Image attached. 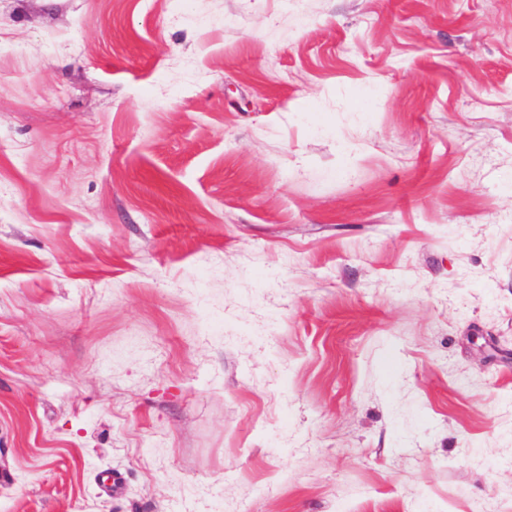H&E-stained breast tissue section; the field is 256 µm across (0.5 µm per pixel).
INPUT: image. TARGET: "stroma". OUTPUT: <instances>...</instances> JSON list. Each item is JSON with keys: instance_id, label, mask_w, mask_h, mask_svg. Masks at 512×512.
<instances>
[{"instance_id": "35a3bbf8", "label": "stroma", "mask_w": 512, "mask_h": 512, "mask_svg": "<svg viewBox=\"0 0 512 512\" xmlns=\"http://www.w3.org/2000/svg\"><path fill=\"white\" fill-rule=\"evenodd\" d=\"M0 512H512V0H0Z\"/></svg>"}]
</instances>
